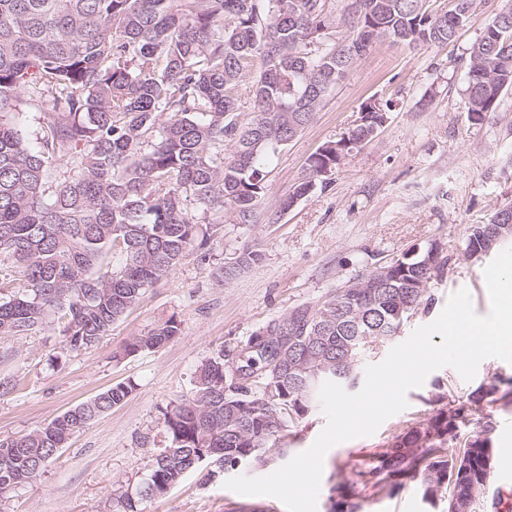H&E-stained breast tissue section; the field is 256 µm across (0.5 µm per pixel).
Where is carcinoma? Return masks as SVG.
I'll return each mask as SVG.
<instances>
[{"mask_svg":"<svg viewBox=\"0 0 512 512\" xmlns=\"http://www.w3.org/2000/svg\"><path fill=\"white\" fill-rule=\"evenodd\" d=\"M0 0V262L25 285L0 282V335L27 336L56 319L65 349L97 344L148 288L187 256L204 258L215 224H253L267 194L265 158L313 123L328 96L373 45L452 42L473 22L477 0L438 12L430 0ZM339 27L351 30L335 37ZM512 89V7L483 25L466 58L467 112L480 122ZM251 118L240 117V96ZM50 103L38 146L14 122L24 94ZM392 103L366 102L361 122L309 159L294 191L270 213L275 223L297 198L331 186L320 172L370 142ZM76 160L74 176L55 165ZM194 201L204 223L192 215ZM484 224L468 228L465 251L482 247ZM435 243L407 250L323 299L273 319L195 371L188 399L165 409L167 445L117 512L177 485L218 460L213 480L284 455L281 432L315 406L326 380L353 389L369 350L396 336L409 317L430 312L433 282L449 258ZM121 263L109 268L106 256ZM262 260L243 250L224 280ZM181 335L171 318L130 339L122 354L162 347ZM117 384L44 427L0 439V498L36 479L93 418L121 405ZM512 404V380L472 393L468 404L398 435L367 472L379 488L420 480L445 485L448 508L473 512L487 485L493 426L461 433L484 401Z\"/></svg>","mask_w":512,"mask_h":512,"instance_id":"carcinoma-1","label":"carcinoma"}]
</instances>
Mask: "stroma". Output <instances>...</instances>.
Listing matches in <instances>:
<instances>
[{
  "instance_id": "stroma-1",
  "label": "stroma",
  "mask_w": 512,
  "mask_h": 512,
  "mask_svg": "<svg viewBox=\"0 0 512 512\" xmlns=\"http://www.w3.org/2000/svg\"><path fill=\"white\" fill-rule=\"evenodd\" d=\"M499 5L500 0H480L475 21L448 45H374L327 98L314 123L266 161L265 205L273 209L292 193L311 154L356 125L362 103L393 101L377 136L333 172L330 190L311 192L274 224L262 218L219 225L207 258H185L90 349L67 351L62 336L47 330L0 337V438L40 429L115 384L133 386L122 405L89 422L35 480L0 501V512H109L113 498L141 488L165 447L163 412L191 395L202 362L409 248L438 242L451 264L432 287L431 311L411 318L402 336L433 322L449 295L463 287L476 313H489L486 263L466 258L465 241L469 225L487 223L497 208L512 203V90L498 111L476 124L468 117L463 89L467 51ZM246 248L259 250L261 261L224 282L222 267ZM171 318L180 321V336L158 349L120 356L131 337ZM500 375L512 376V363L486 359L469 381L453 368L436 370L423 386L408 391L407 409L373 435L333 446L324 458L318 512H336L344 483L355 485L361 512H444L443 497H424L417 482L381 491L367 486L364 475L395 436L467 403L472 392ZM488 419L494 465L488 498L476 512H493L489 498L496 494L512 505V406L483 403L469 427L478 429ZM324 425L321 410H314L284 430L280 445L287 456L297 455ZM287 456L269 454L252 476L272 473ZM224 483L194 471L167 493L143 499L140 508L286 512L275 497L240 495Z\"/></svg>"
}]
</instances>
